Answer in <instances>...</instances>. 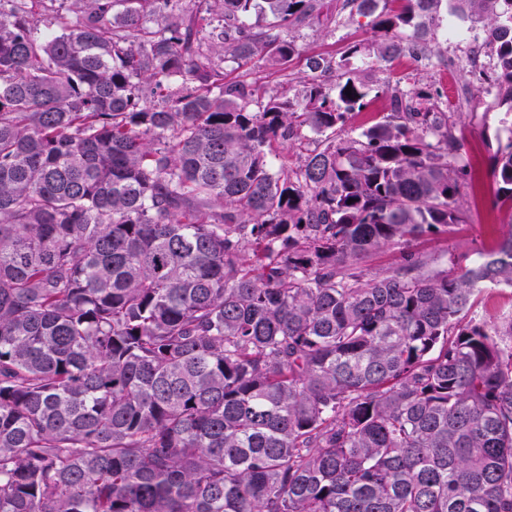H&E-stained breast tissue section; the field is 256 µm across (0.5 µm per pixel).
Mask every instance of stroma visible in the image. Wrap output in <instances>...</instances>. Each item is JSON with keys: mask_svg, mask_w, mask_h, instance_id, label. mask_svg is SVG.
<instances>
[{"mask_svg": "<svg viewBox=\"0 0 512 512\" xmlns=\"http://www.w3.org/2000/svg\"><path fill=\"white\" fill-rule=\"evenodd\" d=\"M321 4V24H303L288 31L299 51L288 73H275L260 61L249 70L248 81L270 95L287 89L291 98L299 100L310 78L306 58L324 54L337 59L353 44L368 45L377 40L370 18L343 10L342 0H321ZM438 16L437 25L431 26L421 43L422 59L406 56L393 65H377L364 73L370 94L365 107L352 115L343 133L358 136L389 113V95L397 86L421 89L437 103L451 102L453 132L462 144L460 163L468 172V186L457 200L466 222L448 234H425L414 247L441 265L452 258L467 264L512 232V214L494 204L496 184L490 167L498 146L512 136V105L502 102L495 88L479 83L470 66L476 57L484 72H492L495 57L490 49L480 41L446 38L444 29L450 18L446 2Z\"/></svg>", "mask_w": 512, "mask_h": 512, "instance_id": "35a3bbf8", "label": "stroma"}]
</instances>
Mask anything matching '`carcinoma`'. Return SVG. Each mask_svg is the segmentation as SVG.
<instances>
[{"mask_svg": "<svg viewBox=\"0 0 512 512\" xmlns=\"http://www.w3.org/2000/svg\"><path fill=\"white\" fill-rule=\"evenodd\" d=\"M64 2L0 0V512H512V233L411 247L464 223L423 92L339 136L350 59L421 55L442 0H344L380 38L300 101L228 73L288 71L319 0ZM451 2L512 102V0ZM492 174L512 212V138ZM485 295L489 314L502 316L512 312V290H488Z\"/></svg>", "mask_w": 512, "mask_h": 512, "instance_id": "1", "label": "carcinoma"}]
</instances>
